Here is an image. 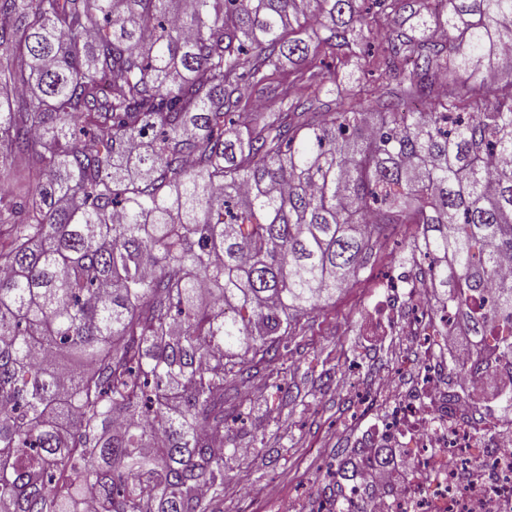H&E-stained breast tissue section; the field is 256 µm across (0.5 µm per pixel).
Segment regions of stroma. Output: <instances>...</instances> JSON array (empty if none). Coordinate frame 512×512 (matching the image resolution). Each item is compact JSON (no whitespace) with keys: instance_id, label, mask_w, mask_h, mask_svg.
Segmentation results:
<instances>
[{"instance_id":"1","label":"stroma","mask_w":512,"mask_h":512,"mask_svg":"<svg viewBox=\"0 0 512 512\" xmlns=\"http://www.w3.org/2000/svg\"><path fill=\"white\" fill-rule=\"evenodd\" d=\"M394 30L376 29L361 55L324 60L322 70L335 73L340 88L321 95L318 111L335 109L344 97L369 116L382 110L398 80L372 68L370 54ZM406 249L401 240L382 250L361 281L323 310L299 316L287 354L258 364L250 386L225 384L223 512H320L328 500L350 498L353 483L338 473V451L356 447L363 429L387 414L380 401L362 408L360 392L410 347L407 311L384 284L393 257ZM347 373L356 388L338 391L336 381ZM278 384L291 391L283 406L274 396Z\"/></svg>"}]
</instances>
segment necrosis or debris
<instances>
[{
	"instance_id": "obj_1",
	"label": "necrosis or debris",
	"mask_w": 512,
	"mask_h": 512,
	"mask_svg": "<svg viewBox=\"0 0 512 512\" xmlns=\"http://www.w3.org/2000/svg\"><path fill=\"white\" fill-rule=\"evenodd\" d=\"M431 291L426 280L404 296L421 361L400 359L378 385L379 397L395 399L396 406L387 421L360 438L367 450L363 476L383 468L374 449L392 447L399 438L408 439L413 449V469L385 483L381 506L368 512H512V417L490 414L476 425L468 420L469 392L486 376L512 377V352L497 350L490 336L486 345L494 353L483 371H469L470 355L442 364L441 346L428 339L426 329L436 325L441 338H448L456 329V313L438 306ZM408 373L416 376L417 387L403 393L397 382Z\"/></svg>"
}]
</instances>
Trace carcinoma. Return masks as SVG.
Here are the masks:
<instances>
[{
    "instance_id": "1",
    "label": "carcinoma",
    "mask_w": 512,
    "mask_h": 512,
    "mask_svg": "<svg viewBox=\"0 0 512 512\" xmlns=\"http://www.w3.org/2000/svg\"><path fill=\"white\" fill-rule=\"evenodd\" d=\"M0 0V512H216L224 383L402 265L512 348V0H420L378 52L399 104L243 100L356 54L399 0ZM312 30L314 44L302 34Z\"/></svg>"
}]
</instances>
